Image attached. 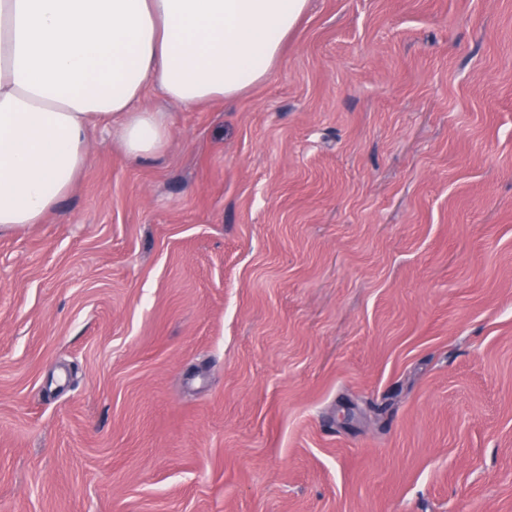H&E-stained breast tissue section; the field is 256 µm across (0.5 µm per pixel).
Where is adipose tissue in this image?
Listing matches in <instances>:
<instances>
[{"mask_svg": "<svg viewBox=\"0 0 512 512\" xmlns=\"http://www.w3.org/2000/svg\"><path fill=\"white\" fill-rule=\"evenodd\" d=\"M308 0H0V231L42 223L89 160L92 123L127 156L167 146L158 87L190 107L264 82Z\"/></svg>", "mask_w": 512, "mask_h": 512, "instance_id": "ef3b65f1", "label": "adipose tissue"}]
</instances>
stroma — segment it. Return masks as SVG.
<instances>
[{
	"instance_id": "1",
	"label": "stroma",
	"mask_w": 512,
	"mask_h": 512,
	"mask_svg": "<svg viewBox=\"0 0 512 512\" xmlns=\"http://www.w3.org/2000/svg\"><path fill=\"white\" fill-rule=\"evenodd\" d=\"M0 232V512H512V0H309Z\"/></svg>"
}]
</instances>
